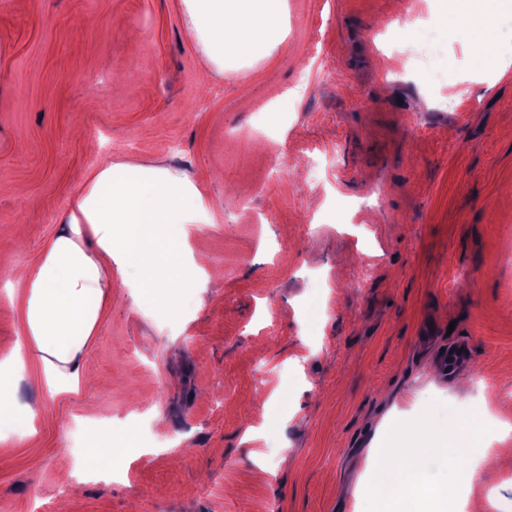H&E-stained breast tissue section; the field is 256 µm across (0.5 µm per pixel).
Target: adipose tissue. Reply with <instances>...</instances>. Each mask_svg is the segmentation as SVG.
Listing matches in <instances>:
<instances>
[{
    "instance_id": "1",
    "label": "adipose tissue",
    "mask_w": 512,
    "mask_h": 512,
    "mask_svg": "<svg viewBox=\"0 0 512 512\" xmlns=\"http://www.w3.org/2000/svg\"><path fill=\"white\" fill-rule=\"evenodd\" d=\"M188 32L207 64L223 70L228 59L257 56L286 27L285 0H182ZM443 18L467 27L476 66H495L492 30L486 15H472L465 0H444ZM215 205L196 178L153 165H121L100 160L60 218V228L34 256L17 279L22 297L7 293V302L22 300L25 316L21 337L11 356L0 361V379L24 369L30 351H38L44 383L54 391L80 379V363L105 303L112 298V275L137 264L147 272L144 298L154 301L164 290L176 302L182 288L195 284L199 264H185L179 255L192 224L214 221ZM474 450L468 436L455 442L434 439L421 447L409 433L380 450L385 469L407 472L406 482L390 487L369 479L367 492L379 512H417L416 499L429 512H447L457 484L466 478L465 464ZM448 460L450 478L426 483L414 471L422 455Z\"/></svg>"
}]
</instances>
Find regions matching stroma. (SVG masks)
<instances>
[{
	"label": "stroma",
	"mask_w": 512,
	"mask_h": 512,
	"mask_svg": "<svg viewBox=\"0 0 512 512\" xmlns=\"http://www.w3.org/2000/svg\"><path fill=\"white\" fill-rule=\"evenodd\" d=\"M442 6L287 0L285 35L203 85L181 0H0V288L102 156L201 178L216 221L183 255L219 272L174 313L113 275L77 390L29 353L0 512H374L398 429L512 448V67L475 71ZM460 489L448 512H512V468Z\"/></svg>",
	"instance_id": "1"
}]
</instances>
